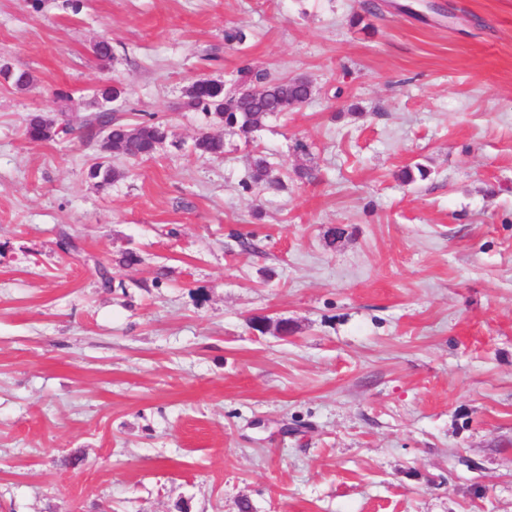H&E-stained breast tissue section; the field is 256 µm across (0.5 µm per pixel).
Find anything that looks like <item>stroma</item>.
I'll return each mask as SVG.
<instances>
[{"label":"stroma","instance_id":"stroma-1","mask_svg":"<svg viewBox=\"0 0 512 512\" xmlns=\"http://www.w3.org/2000/svg\"><path fill=\"white\" fill-rule=\"evenodd\" d=\"M402 2L0 0V512H512V0ZM245 67L313 95L195 152ZM60 89L169 136L98 188ZM23 134L31 142H42L57 134L54 122L46 119L41 113L28 115L25 120ZM271 163L264 157L259 156L253 162V168L249 175V180L242 183L244 190H251L257 187H265L269 189H283L285 186L277 175L274 173Z\"/></svg>","mask_w":512,"mask_h":512}]
</instances>
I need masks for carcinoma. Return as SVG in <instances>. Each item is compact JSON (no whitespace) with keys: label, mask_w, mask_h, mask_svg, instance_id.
Wrapping results in <instances>:
<instances>
[{"label":"carcinoma","mask_w":512,"mask_h":512,"mask_svg":"<svg viewBox=\"0 0 512 512\" xmlns=\"http://www.w3.org/2000/svg\"><path fill=\"white\" fill-rule=\"evenodd\" d=\"M0 77L17 88H27L33 83L29 72L15 71L6 63L0 66ZM256 85L262 86V90L252 91ZM313 91V82L307 76L272 77L264 70L243 68L230 84L221 78L206 75L194 79L185 91L183 107L199 111L213 125L229 128L249 140L266 119L299 109L310 99ZM99 127L107 128L112 155L129 159L153 156L168 137L167 126L153 117L126 125L115 124L111 117L102 114L80 125L84 137L89 141L98 136ZM23 134L31 142H42L51 139L57 131L53 121L40 113H33L25 120ZM194 149L202 154L219 156L224 153V138L204 133L194 141ZM89 175L97 180L100 188L111 185L121 177L118 170L104 161L94 164ZM261 186L276 190L284 188L271 163L259 156L254 160L249 180L242 183V188L251 190Z\"/></svg>","instance_id":"carcinoma-1"}]
</instances>
